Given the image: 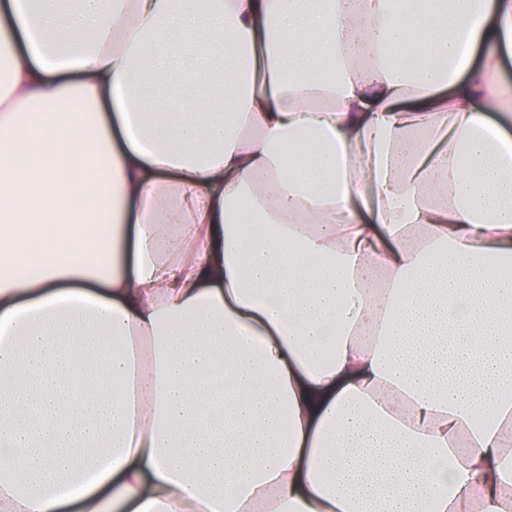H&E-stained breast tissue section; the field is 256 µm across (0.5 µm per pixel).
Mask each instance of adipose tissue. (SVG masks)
<instances>
[{
    "label": "adipose tissue",
    "instance_id": "ef3b65f1",
    "mask_svg": "<svg viewBox=\"0 0 512 512\" xmlns=\"http://www.w3.org/2000/svg\"><path fill=\"white\" fill-rule=\"evenodd\" d=\"M0 50V512H512V0H5Z\"/></svg>",
    "mask_w": 512,
    "mask_h": 512
}]
</instances>
